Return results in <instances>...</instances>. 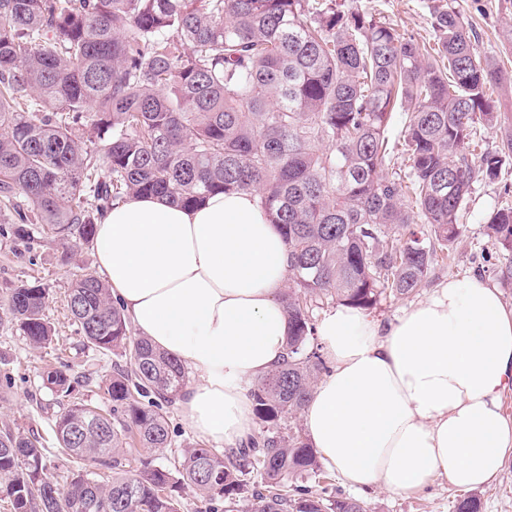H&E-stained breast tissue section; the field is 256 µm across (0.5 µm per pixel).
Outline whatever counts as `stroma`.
Instances as JSON below:
<instances>
[{
    "label": "stroma",
    "mask_w": 512,
    "mask_h": 512,
    "mask_svg": "<svg viewBox=\"0 0 512 512\" xmlns=\"http://www.w3.org/2000/svg\"><path fill=\"white\" fill-rule=\"evenodd\" d=\"M335 3L373 15L421 43L434 38L433 6L453 8L475 30L477 50L512 69V45L503 39L504 30L512 27V0H335ZM507 186L512 187V161L504 164L498 181L474 184L459 215L462 236L448 262L435 265L414 294L381 300L367 311V318L378 324H389L403 308L425 300L451 279H477L498 289L504 306L511 311L512 283L505 285L498 280L499 259L483 258L492 249L484 233L485 222L502 201ZM31 232L28 244L23 245L8 229L0 230V309L4 308L12 288L25 281H39L49 292L45 314L56 329V338L50 347L35 348L10 325L0 324V429L16 425L32 428L50 442L54 439L52 428L59 406L42 385L44 368L65 363L71 376L89 377L90 383L83 387V394L107 409L111 403L104 392V381L111 376L116 358L84 348L83 338L66 309L71 281L96 268L92 246L64 247L59 240L43 233L37 224L32 225ZM169 419L171 447L139 449L133 468L169 464L185 444L195 442L196 437L179 407H171ZM307 484L315 490L330 484L340 494H356L366 502L369 512H454L456 501L464 496L462 490L442 477L413 494H396L378 486L353 492L340 482L335 472L327 469L321 476L309 478ZM472 494L480 503L479 512H512V459L495 480L473 489Z\"/></svg>",
    "instance_id": "35a3bbf8"
}]
</instances>
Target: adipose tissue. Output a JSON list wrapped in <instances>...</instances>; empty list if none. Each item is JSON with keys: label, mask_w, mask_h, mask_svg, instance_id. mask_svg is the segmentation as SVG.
Here are the masks:
<instances>
[{"label": "adipose tissue", "mask_w": 512, "mask_h": 512, "mask_svg": "<svg viewBox=\"0 0 512 512\" xmlns=\"http://www.w3.org/2000/svg\"><path fill=\"white\" fill-rule=\"evenodd\" d=\"M99 276L137 332L181 361L178 404L201 439L252 435L250 381L281 360L285 242L249 192L196 209L156 196L115 204L93 244ZM330 371L304 415L322 461L349 486L396 493L443 477L491 483L512 456L501 395L512 386V312L478 280H449L389 326L341 305L316 327Z\"/></svg>", "instance_id": "obj_1"}]
</instances>
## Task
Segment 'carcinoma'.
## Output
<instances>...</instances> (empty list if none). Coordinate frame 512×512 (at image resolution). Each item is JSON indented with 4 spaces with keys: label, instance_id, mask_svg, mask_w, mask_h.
<instances>
[{
    "label": "carcinoma",
    "instance_id": "1",
    "mask_svg": "<svg viewBox=\"0 0 512 512\" xmlns=\"http://www.w3.org/2000/svg\"><path fill=\"white\" fill-rule=\"evenodd\" d=\"M431 18L428 49L331 2L0 0V209L15 238L42 224L66 245L90 244L104 212L134 196L194 208L249 192L288 251L286 353L250 391L264 435L224 453L188 444L150 470L129 455L171 445L167 408L187 383L184 365L130 336L100 277L72 281L67 308L84 346L125 365L106 379L109 414L80 397L85 381L43 372L63 404L61 466L47 467L40 433L1 430L11 512H182L187 487L222 499L224 512H367L300 484L321 468L297 423L325 369L313 312L414 294L458 243L473 183L495 182L512 159L507 129L495 150L467 149L478 129L502 128L488 91L512 71L477 53L454 9ZM485 232L512 253V206ZM48 298L23 282L3 311L35 348L55 337Z\"/></svg>",
    "mask_w": 512,
    "mask_h": 512
}]
</instances>
